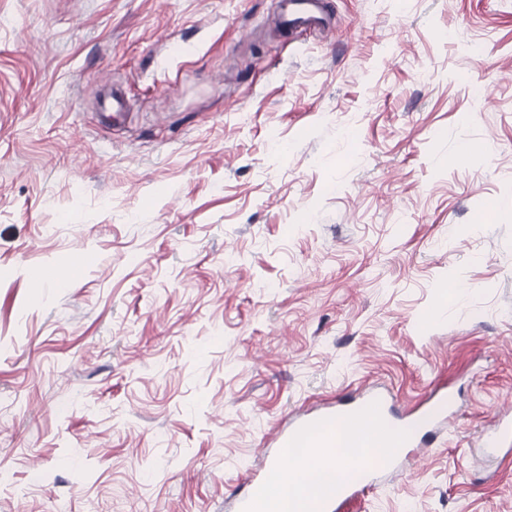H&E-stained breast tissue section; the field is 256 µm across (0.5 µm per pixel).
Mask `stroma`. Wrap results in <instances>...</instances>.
<instances>
[{"mask_svg": "<svg viewBox=\"0 0 512 512\" xmlns=\"http://www.w3.org/2000/svg\"><path fill=\"white\" fill-rule=\"evenodd\" d=\"M278 6L0 0V512H230L377 384L455 421L339 512H512V0ZM326 12L327 3L322 0H283L279 27L288 35L316 29L325 24Z\"/></svg>", "mask_w": 512, "mask_h": 512, "instance_id": "35a3bbf8", "label": "stroma"}]
</instances>
